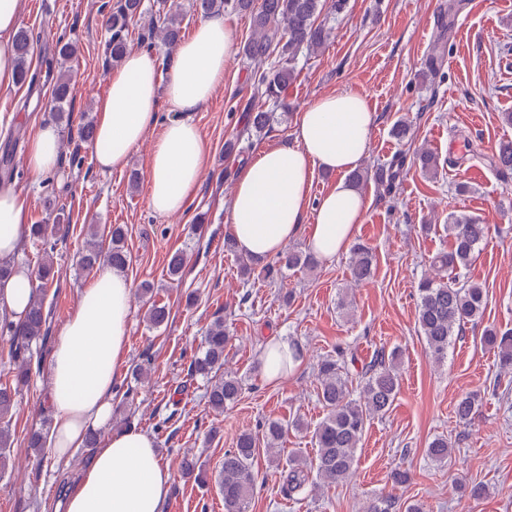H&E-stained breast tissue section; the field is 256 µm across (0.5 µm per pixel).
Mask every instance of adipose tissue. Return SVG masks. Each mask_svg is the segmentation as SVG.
Listing matches in <instances>:
<instances>
[{
    "label": "adipose tissue",
    "instance_id": "ef3b65f1",
    "mask_svg": "<svg viewBox=\"0 0 512 512\" xmlns=\"http://www.w3.org/2000/svg\"><path fill=\"white\" fill-rule=\"evenodd\" d=\"M22 0H0V90L16 88L11 51ZM236 54L233 27L223 15L203 19L180 44L167 78L153 58L131 52L107 76L97 105L92 143L101 171L123 168L148 130L158 124L160 105L173 117L161 125L148 170V204L160 215L183 213L207 165L205 141L193 121L224 81ZM374 114L365 95L341 91L317 97L299 112L287 142L257 151L243 167L229 203L227 234L244 255L265 259L306 236L320 259L346 251L368 200L350 181L369 148ZM62 149L57 127L41 123L31 134L26 168L39 176L54 170ZM334 174L331 189L310 206L316 171ZM31 232L26 197L16 183H0V261L12 260ZM32 272L14 267L0 279V321L21 322L31 301ZM132 284L112 267L98 268L82 288L50 355L48 377L55 420L47 446L59 462L82 447L89 430H103L101 444L61 504L62 512H164L172 474L154 437L136 427L114 430L112 388L127 352ZM291 341L270 337L261 364L269 382L298 366Z\"/></svg>",
    "mask_w": 512,
    "mask_h": 512
}]
</instances>
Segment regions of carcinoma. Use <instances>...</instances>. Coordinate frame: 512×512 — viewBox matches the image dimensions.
<instances>
[{"label":"carcinoma","instance_id":"1","mask_svg":"<svg viewBox=\"0 0 512 512\" xmlns=\"http://www.w3.org/2000/svg\"><path fill=\"white\" fill-rule=\"evenodd\" d=\"M195 6L203 13H212L224 7L250 15L253 25L251 37L242 47L241 55L250 64L257 65L254 78V93L285 108V93L295 78V60L302 49L319 50L326 42L330 30L319 21L327 7L325 0H195ZM142 0H123L115 11L107 17L110 38L107 53L112 62L118 63L127 53L129 22L141 14ZM163 42L174 46L181 41L179 17L162 13ZM12 50L18 64V82H31L29 57L32 54V40L28 30L20 28L13 37ZM270 67L262 69L263 64ZM71 82L68 76L56 77L51 93L54 116L64 117V104L71 98ZM272 113L252 112L248 116V126L257 133L270 127ZM421 170L434 177L439 170L438 157L423 151L418 157ZM495 164L506 171L512 170V140L499 142ZM403 173V160L399 157L380 170L369 173L356 171L352 179L362 184L373 178L378 185L388 187ZM63 224H36L32 236L43 238L49 234L63 238L67 234ZM444 232L450 238V249L438 253L432 261L431 271L418 283L417 331L423 337L426 353L438 362L448 356V347L461 334L466 325L479 320L484 312L486 296L480 285L471 281H460L461 272L467 269L475 250L487 237L489 226L477 219L451 213ZM111 245L101 248L99 243H86L79 252V263L92 269L100 264H108L116 270L125 268L128 255L125 249V232L121 225L112 226ZM317 265L316 257L308 253L283 252L267 265V277L274 279L282 268H304L311 270ZM350 282L360 286L370 280L373 274V254L371 249L357 243L351 250L349 264ZM150 325L162 326L169 317L166 307L151 304L146 311ZM48 312L43 299L32 287V301L24 322L19 325L3 323L10 347L15 353L24 352L32 344L45 339ZM228 334L224 320L217 319L210 324L204 339L202 353L190 363L191 375L211 379V374L224 366V348ZM483 343L496 351L500 365L512 370V331L489 330L483 336ZM354 354L337 350L318 361L317 379L319 382L318 401L324 417L312 431V441L316 446L315 456L307 458L295 452L288 459L285 475V490L288 494L306 491L317 492L326 484L346 481L355 470L356 452L370 421L385 415L393 406L399 393L400 354L397 350L387 353L377 351L373 360L360 372L358 380L350 376L349 364ZM29 362L25 359L18 364L15 372V385H0V472L6 469L10 459L11 439L9 418L15 405L20 387L29 380ZM243 381L235 375H225L212 383L208 390V405L219 413L237 401L241 395ZM479 400L475 395L461 396L455 405V415L459 422H469L477 412ZM262 437L250 431H243L234 446L224 452V466L219 473L217 487L224 499V512H248L249 500L255 483L253 460L259 447H264L270 457H275L277 448L289 430H302L305 424L300 419L288 421L272 419L262 425ZM428 457L440 464L448 463L451 448L448 439L434 438L427 448ZM390 494L372 499L365 512H396L399 506ZM404 512H422L417 503L403 502Z\"/></svg>","mask_w":512,"mask_h":512}]
</instances>
